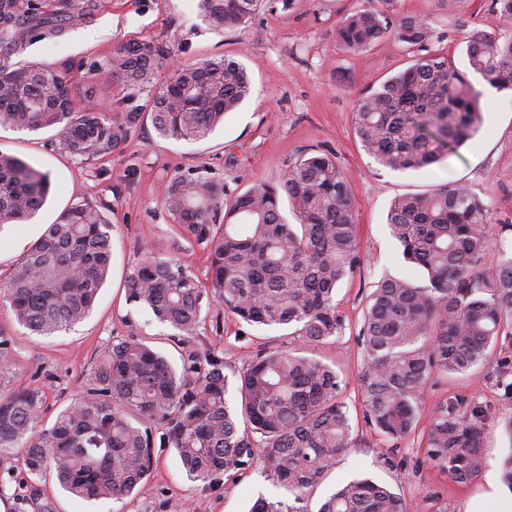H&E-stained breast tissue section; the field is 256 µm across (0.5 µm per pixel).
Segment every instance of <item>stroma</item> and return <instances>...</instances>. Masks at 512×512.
<instances>
[{
	"label": "stroma",
	"mask_w": 512,
	"mask_h": 512,
	"mask_svg": "<svg viewBox=\"0 0 512 512\" xmlns=\"http://www.w3.org/2000/svg\"><path fill=\"white\" fill-rule=\"evenodd\" d=\"M491 0H459L455 11L438 0H389L391 17H429L433 48L465 67L464 38L483 23ZM369 0H262L247 24L224 30L200 16L196 0H101L85 25L57 37H45L16 55L19 63L65 64L74 87L95 82L91 97H75L77 108L99 112L140 111L146 97L113 95L112 76L101 64L114 43L152 38L168 43L174 64L228 57L241 63L252 82L251 95L222 125L197 141L158 137L150 118H143L122 147L100 158H74L59 145L56 130L38 132L0 127V152L23 158L48 172L51 191L44 207L30 221L0 230V275H6L33 241L58 215L78 203H91L108 218L112 230V266L90 315L71 330L37 336L0 307V332L11 340L13 366L0 377V394L36 385L46 394L43 424L90 383L96 357L115 336H135L178 363L180 344L171 327L150 311L129 303L125 276L139 249L148 247L173 257L191 274L206 275L203 245L181 235L162 202V189L175 174L207 172L223 183L224 198L233 201L251 186L280 179L288 165L312 153L334 155L354 194L364 263L344 279L335 294L342 329L320 343L308 342L291 328L250 325L211 302L202 313L196 344L224 360V372L240 371L264 349H288L333 368L342 380L358 446L337 458L332 469L309 493L308 512L340 484L369 478L400 493L413 512H488L483 500L485 474L498 471L512 452V437L498 419L507 406L499 384L501 363L512 361V339L501 337L491 360L467 374L433 377L421 396V419L399 442L386 440L366 423L358 376L363 349L358 338L366 298L383 276L422 283L421 273L402 259L387 224L394 198L432 190L441 184L468 186L492 207L494 223L512 224V94L491 88L481 77L471 82L480 92L482 124L458 155L420 171H393L379 165L363 149L353 126L357 96L407 69L411 48L374 47L350 54L337 47L334 29L341 15L367 7ZM103 35L84 42L86 31ZM464 394L487 405L493 416L485 440L483 476L456 483L434 468L425 455V435L434 407ZM151 474L129 497L86 501L62 489L54 477L40 486L55 512H249L261 496L287 499L257 467L231 477L219 476L212 486L191 481L173 449L155 448ZM30 482L21 454L0 458V512H12Z\"/></svg>",
	"instance_id": "35a3bbf8"
}]
</instances>
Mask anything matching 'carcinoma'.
<instances>
[{
  "label": "carcinoma",
  "instance_id": "cac0c4a2",
  "mask_svg": "<svg viewBox=\"0 0 512 512\" xmlns=\"http://www.w3.org/2000/svg\"><path fill=\"white\" fill-rule=\"evenodd\" d=\"M258 0H198L202 17L233 29L255 14ZM96 0H0V126L58 129L73 157L112 154L137 127L139 112L78 109L67 69L18 66L13 56L34 37L58 36L85 22ZM512 0H492L483 26L466 38V70L432 50L426 17L392 20L366 7L336 23V44L357 54L404 44L413 64L356 99L354 131L366 152L393 171H419L458 154L481 120L472 73L512 90ZM169 47L154 39L113 46L101 68L123 93L144 92L159 136H208L250 94L243 66L230 58L184 64L159 76ZM50 193L48 174L0 154V226L33 218ZM296 223L280 213V195ZM163 202L183 234L205 245L206 281L174 258L143 248L125 278L129 302L182 336L181 367L143 340L126 336L98 355L92 384L42 425L45 392L0 395V455L20 452L29 473L55 475L86 500L128 496L154 466L153 448L174 449L195 481L210 482L253 465L291 501L260 497L250 512H308L307 493L357 445L342 381L331 367L281 349L265 351L238 375V404L226 399L224 361L194 345L203 302L214 299L250 325L288 326L310 342L335 336L342 323L336 287L363 264L354 197L341 166L316 153L288 166L277 183L250 187L224 206V188L202 171L170 178ZM388 224L405 262L427 280L386 277L369 295L361 328L364 417L387 439L409 436L420 395L434 373L466 374L489 362L501 336L512 338V252L492 222L490 206L458 184L395 198ZM108 223L90 203L65 210L0 278V301L30 332L49 336L91 313L109 274ZM497 252L493 266L485 264ZM489 411L457 395L432 412L425 436L429 463L455 482L479 476ZM164 428L155 442L152 428ZM22 503L54 512L39 485ZM319 512H411L391 488L368 478L336 488Z\"/></svg>",
  "mask_w": 512,
  "mask_h": 512
}]
</instances>
